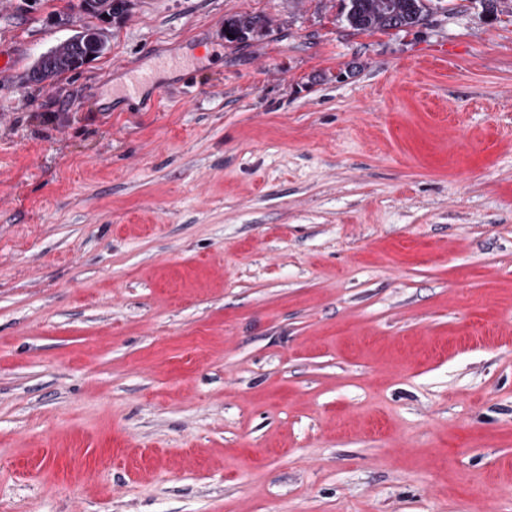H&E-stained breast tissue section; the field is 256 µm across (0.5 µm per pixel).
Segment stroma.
<instances>
[{"mask_svg":"<svg viewBox=\"0 0 512 512\" xmlns=\"http://www.w3.org/2000/svg\"><path fill=\"white\" fill-rule=\"evenodd\" d=\"M346 10L0 0V512H512V14ZM84 12L97 19H103L123 12L125 0H80ZM425 0H348L346 21L354 30L407 32L424 24ZM100 31L96 26H84L68 40L41 55L30 70V81L43 83L65 72L77 70L88 59L103 54L107 50V43ZM45 54H48L47 60L42 61ZM40 62H43L42 67L39 66Z\"/></svg>","mask_w":512,"mask_h":512,"instance_id":"1","label":"stroma"}]
</instances>
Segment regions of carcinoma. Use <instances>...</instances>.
I'll list each match as a JSON object with an SVG mask.
<instances>
[{
  "label": "carcinoma",
  "instance_id": "cac0c4a2",
  "mask_svg": "<svg viewBox=\"0 0 512 512\" xmlns=\"http://www.w3.org/2000/svg\"><path fill=\"white\" fill-rule=\"evenodd\" d=\"M84 12L103 19L123 12L125 0H85ZM425 0H348L346 21L360 32L375 30L407 32L424 24ZM107 50V43L95 26L81 28L68 40L48 51L43 66L30 70L29 79L43 83L80 68L88 59Z\"/></svg>",
  "mask_w": 512,
  "mask_h": 512
}]
</instances>
